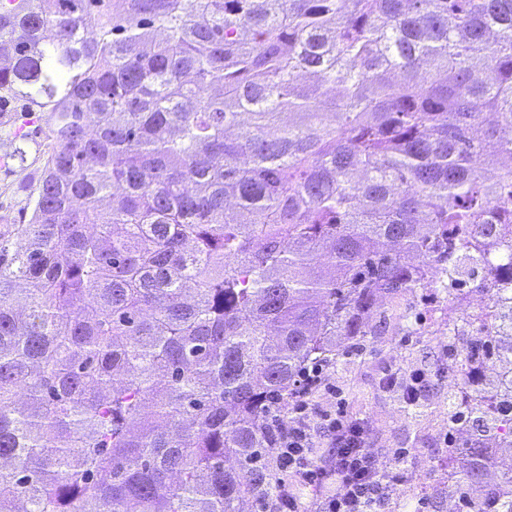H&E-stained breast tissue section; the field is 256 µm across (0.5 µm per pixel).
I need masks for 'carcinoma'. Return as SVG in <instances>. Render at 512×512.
I'll list each match as a JSON object with an SVG mask.
<instances>
[{
    "instance_id": "1",
    "label": "carcinoma",
    "mask_w": 512,
    "mask_h": 512,
    "mask_svg": "<svg viewBox=\"0 0 512 512\" xmlns=\"http://www.w3.org/2000/svg\"><path fill=\"white\" fill-rule=\"evenodd\" d=\"M13 102L50 128L0 224V512H240L269 413L418 288L490 297L458 380L512 363V0L6 2ZM456 400L451 490L512 512V370Z\"/></svg>"
}]
</instances>
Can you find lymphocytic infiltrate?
<instances>
[{
    "label": "lymphocytic infiltrate",
    "instance_id": "obj_1",
    "mask_svg": "<svg viewBox=\"0 0 512 512\" xmlns=\"http://www.w3.org/2000/svg\"><path fill=\"white\" fill-rule=\"evenodd\" d=\"M322 367L307 370L300 389L290 402L287 416H272L266 429L273 436L270 454L283 476L270 497L274 512H300L285 473L298 474L302 482L321 494L320 512H385L386 490L405 477L400 468L379 469L367 448L366 426L344 410L323 413L319 426H312L307 394L322 382ZM327 433L331 455L328 464L311 460L316 431Z\"/></svg>",
    "mask_w": 512,
    "mask_h": 512
}]
</instances>
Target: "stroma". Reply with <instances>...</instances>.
Instances as JSON below:
<instances>
[{
    "label": "stroma",
    "mask_w": 512,
    "mask_h": 512,
    "mask_svg": "<svg viewBox=\"0 0 512 512\" xmlns=\"http://www.w3.org/2000/svg\"><path fill=\"white\" fill-rule=\"evenodd\" d=\"M27 133L25 162L12 160L14 135ZM48 133L44 112H10L0 118V224H24L30 218L28 195L37 182L39 152ZM486 296L475 287L443 298L432 290L415 296L384 300L383 317L373 319L374 334L365 337L364 350L330 366L323 383L308 397L312 413L344 408L363 419L367 446L381 467H404L402 482L387 490L390 512H460L452 482V444L470 437L468 428L448 427L449 377L438 371L448 360V332L459 328L474 333L471 316L484 307ZM410 314L412 332L401 331L402 314ZM419 371L429 379L424 410L413 415L403 399L408 374ZM393 377L392 389L381 388Z\"/></svg>",
    "instance_id": "stroma-1"
}]
</instances>
